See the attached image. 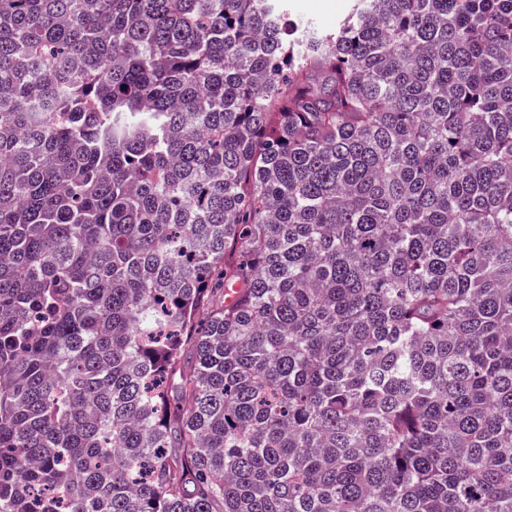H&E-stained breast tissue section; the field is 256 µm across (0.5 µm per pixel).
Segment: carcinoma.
<instances>
[{"label": "carcinoma", "mask_w": 512, "mask_h": 512, "mask_svg": "<svg viewBox=\"0 0 512 512\" xmlns=\"http://www.w3.org/2000/svg\"><path fill=\"white\" fill-rule=\"evenodd\" d=\"M275 2L0 0V512H512V0ZM281 8L294 26L318 34L332 33L355 8V0H283Z\"/></svg>", "instance_id": "cac0c4a2"}]
</instances>
